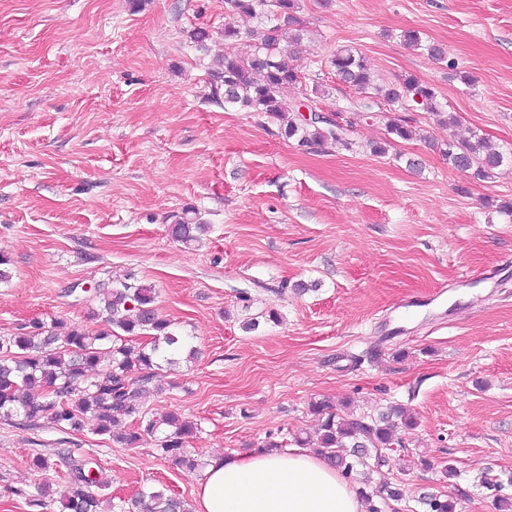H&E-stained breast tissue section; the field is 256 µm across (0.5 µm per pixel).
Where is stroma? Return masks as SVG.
<instances>
[{"label": "stroma", "mask_w": 512, "mask_h": 512, "mask_svg": "<svg viewBox=\"0 0 512 512\" xmlns=\"http://www.w3.org/2000/svg\"><path fill=\"white\" fill-rule=\"evenodd\" d=\"M224 15V0H0V336L34 319L100 329L89 287L152 285L199 355L162 366L144 407L200 428L190 471L149 439L124 448L0 418V512H33L26 496L43 484L46 512H61L66 469L31 459L64 450L93 462L113 501L153 488L194 502L209 459L313 431L322 398L342 414L398 404L415 417L370 474L402 489L394 512L458 487V512H497L479 477L512 472V219L499 211L512 167L474 180L440 148L476 133L512 152V0H299L305 79L285 99L318 87L323 108L362 102L324 65L350 45L378 81L431 83L455 117L417 110L412 139L391 141L351 113L352 139L385 143L382 155L298 146L278 119L213 98ZM196 27L215 34L206 48ZM408 28L472 83L404 46ZM188 209L209 227L189 247L167 233Z\"/></svg>", "instance_id": "35a3bbf8"}]
</instances>
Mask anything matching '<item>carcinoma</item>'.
Listing matches in <instances>:
<instances>
[{
  "label": "carcinoma",
  "instance_id": "obj_1",
  "mask_svg": "<svg viewBox=\"0 0 512 512\" xmlns=\"http://www.w3.org/2000/svg\"><path fill=\"white\" fill-rule=\"evenodd\" d=\"M229 20L224 22V53L215 59L211 77L212 93L224 104L250 112H263L283 120L281 135L300 146L336 144L347 150L352 121L307 122L300 107L317 108L324 95L320 88L304 97L305 103L288 102L282 90L302 82L300 66L287 60V47L300 42L298 0H225ZM237 16L260 20V28L243 30L233 22ZM243 38L255 40L254 50L241 57L228 45ZM400 40L408 47L423 49L435 60L445 49L423 39L420 31L404 29ZM327 64L340 83L366 94L368 102L350 108L352 112H374L385 121L387 134L407 140L412 136L405 113L419 106L428 112H442L434 86L406 75L397 82L372 83L361 52L351 46L332 51ZM391 112L402 116L393 118ZM442 155L448 166L471 174L478 180L494 176L505 165V154L492 149L477 134L465 140L448 137ZM206 225L198 224L184 212L168 226L176 241H200ZM101 305L99 315L105 328L91 331L73 324L63 333L41 320H33L15 336L0 338V417L21 416L31 426L44 421L60 431H81L84 419L93 420L92 433L108 436L127 448L144 438L155 440L162 454L175 465L195 468L187 455L188 439L198 432L197 424L175 411L148 416L142 410L141 395L153 380L161 363L173 365L195 350L155 308V289L149 284L112 280L93 288ZM141 336L146 342L133 345L126 335ZM310 410L319 416L314 439L293 437L297 445H310L324 454L347 477L358 468L387 464L385 450L401 442L400 434L414 429L415 420L398 406L379 413L341 416L326 400L314 401ZM129 424H122L124 420ZM69 468L70 490L62 499V512H106L99 491L107 487L99 475L89 476L85 464L64 458ZM370 504L369 512H385L391 501L402 498V489L380 485L361 490ZM458 496L424 492L418 497L420 512H457ZM126 512H187L184 500L161 490L138 493Z\"/></svg>",
  "mask_w": 512,
  "mask_h": 512
}]
</instances>
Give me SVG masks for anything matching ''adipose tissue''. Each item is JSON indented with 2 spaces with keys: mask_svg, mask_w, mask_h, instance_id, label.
I'll list each match as a JSON object with an SVG mask.
<instances>
[{
  "mask_svg": "<svg viewBox=\"0 0 512 512\" xmlns=\"http://www.w3.org/2000/svg\"><path fill=\"white\" fill-rule=\"evenodd\" d=\"M194 512H365L356 487L304 448L258 447L213 457L198 483Z\"/></svg>",
  "mask_w": 512,
  "mask_h": 512,
  "instance_id": "obj_1",
  "label": "adipose tissue"
}]
</instances>
